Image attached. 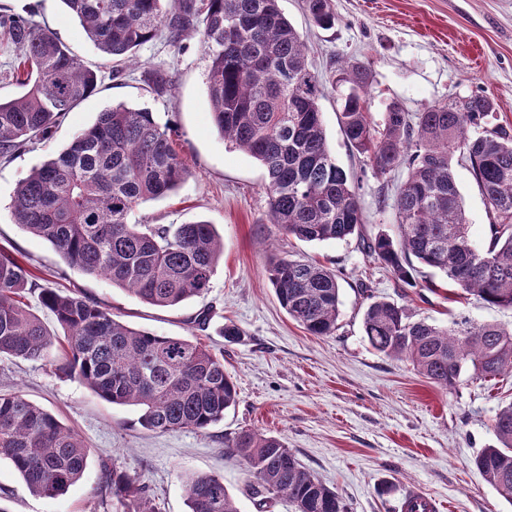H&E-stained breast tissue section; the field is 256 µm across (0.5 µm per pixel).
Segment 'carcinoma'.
Here are the masks:
<instances>
[{
	"label": "carcinoma",
	"mask_w": 512,
	"mask_h": 512,
	"mask_svg": "<svg viewBox=\"0 0 512 512\" xmlns=\"http://www.w3.org/2000/svg\"><path fill=\"white\" fill-rule=\"evenodd\" d=\"M87 37L122 77L134 55L159 32L181 49L183 37L200 35L208 58L207 84L215 127L225 140L257 160L266 172L268 219L287 237L304 242L357 236L366 254L411 284L413 262L435 270L433 293L469 295L512 309V131L491 124L494 104L471 95L415 115L396 103L382 128L371 123L369 73L342 69L349 85L339 112L342 132L375 173L402 167L406 179L394 207L398 237L366 236V219L349 174L327 145L319 100L323 80L308 64L306 46L284 16L279 0H64ZM320 26L335 22L332 0H306ZM0 32L16 58L6 77L27 87L0 102V157H13L47 138L56 122L96 88L98 72L80 62L48 30L20 16L0 14ZM150 92L162 97L172 81L151 71ZM469 170L491 218L484 248L471 242L455 165ZM188 175L177 132L146 109L116 105L99 113L67 148L19 184L15 222L48 241L70 267L103 276L141 301L174 307L209 289L224 242L213 226L132 224L141 203L175 191ZM275 294L300 326L314 336L337 329L340 285L335 272L310 261L274 257L268 267ZM37 287L20 261L0 254V356L47 361L102 399L143 410L142 426L166 433L204 431L235 405L237 389L224 358L200 341L159 336L116 320L97 301L52 288L41 304L55 317L64 341L54 340L25 302ZM370 299L363 331L377 352L407 359L435 386L454 391L464 369L489 382L512 374V329L466 316L431 324L403 306ZM497 445L475 465L484 480L512 503V402L493 424ZM226 451L252 478L259 512L284 499L294 512H348L338 493L305 470L275 436L244 431ZM8 459L35 496L65 494L83 478L89 448L83 439L21 392L0 394V458ZM103 484L117 512H156L148 487L117 468H103ZM188 512H241L214 474L187 483Z\"/></svg>",
	"instance_id": "carcinoma-1"
}]
</instances>
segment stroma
Returning <instances> with one entry per match:
<instances>
[{"instance_id": "stroma-1", "label": "stroma", "mask_w": 512, "mask_h": 512, "mask_svg": "<svg viewBox=\"0 0 512 512\" xmlns=\"http://www.w3.org/2000/svg\"><path fill=\"white\" fill-rule=\"evenodd\" d=\"M336 21L316 25L305 0H280L304 39L311 67L322 75L320 100L329 150L353 178L367 220L365 232L396 235L393 196L407 175L376 177L366 159L346 143L339 125L347 91L338 69L366 67L369 112L381 125L389 103L411 113L451 99L485 94L498 123L512 125V0H333ZM9 13L46 26L87 65L100 68L96 90L79 102L52 135L0 159V252L31 269L40 288L80 293L99 301L129 326L159 336L199 340L223 355L237 388V402L205 431L155 433L140 424L137 407L109 403L46 362L0 358V393L22 392L73 429L90 450L83 479L64 495H32L8 460H0V506L7 512H115L102 485L104 466H116L148 486L158 512H188L186 480L214 473L241 512H257L245 466L224 452L226 439L243 431L282 438L301 464L336 490L349 512H402L409 493L442 503L443 512H512L476 469L482 449L495 445L493 423L512 402V377L480 384L463 379L458 390L428 383L409 362L368 344L363 316L369 299L409 308L415 318L445 325L457 315L512 327V310L476 298L448 302L430 292L426 267L413 285L397 282L383 264L362 251L358 238L302 242L281 234L267 217L266 176L251 156L218 135L207 87V57L199 37L183 50L159 35L140 48L126 75L109 78L104 59L62 0H0ZM163 65L171 95L147 90L151 68ZM123 104L154 112L181 136L189 174L170 195L139 205L140 224L206 221L224 241V254L209 290L178 306L161 308L112 286L101 276L69 267L54 247L25 231L11 201L31 170L65 149L99 112ZM456 176L476 246L487 240L490 217L479 187L464 167ZM317 261L339 280L338 328L309 335L280 306L268 279L271 256ZM206 314L205 325L196 317ZM242 331L224 337L225 323Z\"/></svg>"}]
</instances>
